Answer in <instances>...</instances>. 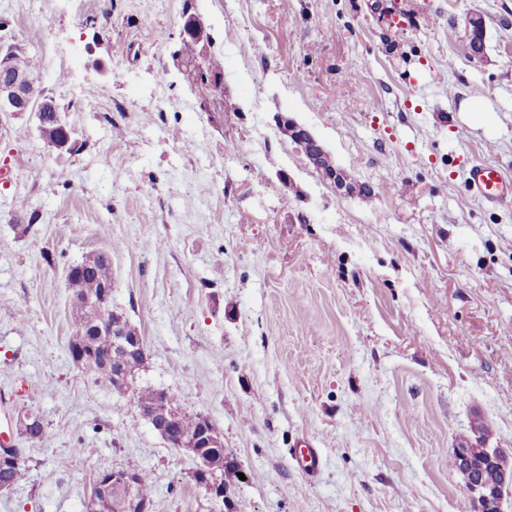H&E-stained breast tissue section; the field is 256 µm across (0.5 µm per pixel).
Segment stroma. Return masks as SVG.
Segmentation results:
<instances>
[{
    "instance_id": "35a3bbf8",
    "label": "stroma",
    "mask_w": 512,
    "mask_h": 512,
    "mask_svg": "<svg viewBox=\"0 0 512 512\" xmlns=\"http://www.w3.org/2000/svg\"><path fill=\"white\" fill-rule=\"evenodd\" d=\"M190 14L223 92L179 70ZM8 50L72 148L0 114V391L8 426L45 429L0 512H86L128 465L152 512H210L193 456L70 358L67 273L97 251L147 345L136 385L222 432L246 512H472L455 448L512 450V206L465 188L472 163L512 172V0H0ZM279 113L371 198L323 180ZM274 119L278 127L287 120L285 115L281 113L277 114ZM289 121L291 129L288 131V127L284 129L279 127L280 131L287 137L289 133L291 142L297 146L310 163H314L319 153L324 150V145L307 126L296 122L294 119ZM291 458L297 463L304 475L314 478L322 468V456L317 448L303 442L291 453Z\"/></svg>"
}]
</instances>
